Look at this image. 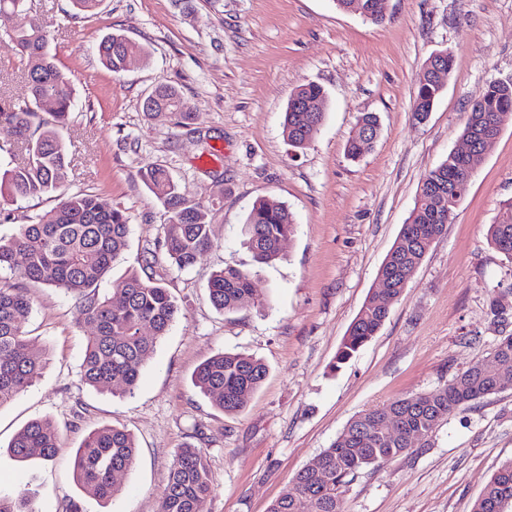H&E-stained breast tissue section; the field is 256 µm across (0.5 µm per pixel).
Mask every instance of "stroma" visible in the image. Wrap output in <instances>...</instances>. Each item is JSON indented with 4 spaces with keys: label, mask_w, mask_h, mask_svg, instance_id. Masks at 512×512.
<instances>
[{
    "label": "stroma",
    "mask_w": 512,
    "mask_h": 512,
    "mask_svg": "<svg viewBox=\"0 0 512 512\" xmlns=\"http://www.w3.org/2000/svg\"><path fill=\"white\" fill-rule=\"evenodd\" d=\"M47 23L49 49L71 77L76 110L62 132L67 187L96 193L129 217L128 247L99 284L111 294L128 268L159 280L179 314L141 368L133 393L84 385L80 365L91 325L74 300L33 285L25 325L43 358L38 379L0 406V493L29 490L36 512H159L175 452L204 449L213 491L200 512H268L295 474L312 464L363 411L425 392L487 359L497 338L486 310L512 306V263L486 231L512 200V124L490 145L454 219L432 245L377 333L345 363L336 354L372 292L378 271L414 206L423 176L461 145L465 111L494 81L512 79V0H385L376 25L334 0H101L96 13L71 0H27L14 23ZM119 32L143 47L125 71L101 63L97 46ZM446 50L453 69L428 119L412 115L425 61ZM181 90L198 114L195 131L147 118L158 83ZM313 82L326 94L324 121L302 149L282 135L292 90ZM0 93L30 96L20 57L0 36ZM379 114L373 148H345L360 113ZM161 165L208 212L212 248L189 269L172 266L157 243L169 215L140 179ZM271 198L291 212L283 257L255 267L242 228L253 203ZM53 198L0 202L13 235L49 212ZM255 270L257 303L233 313L208 299L225 264ZM221 352L261 359L269 373L242 412L225 414L191 377ZM34 419L49 421L54 460L17 462L6 447ZM131 433L138 457L101 503L72 474L84 436L104 425ZM512 459V389L450 415L429 447L362 471L344 512H471Z\"/></svg>",
    "instance_id": "1"
}]
</instances>
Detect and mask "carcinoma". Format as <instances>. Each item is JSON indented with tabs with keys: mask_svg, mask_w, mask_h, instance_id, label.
I'll return each instance as SVG.
<instances>
[{
	"mask_svg": "<svg viewBox=\"0 0 512 512\" xmlns=\"http://www.w3.org/2000/svg\"><path fill=\"white\" fill-rule=\"evenodd\" d=\"M26 0H0V35L18 49L31 96L14 101L0 98V122L10 124L21 144V161L0 176V195L11 200L40 199L55 195L57 205L32 224L19 225L16 233L0 238V270H7L13 282L0 280V406L30 387L43 369V360L28 349L25 325L32 312L30 297L23 291L29 282L58 288L76 302V321L94 326L87 339L81 364V380L95 389H135L140 368L153 353L156 341L166 335L178 306L161 282L142 276L134 268L115 283L112 296L99 294L98 284L112 269L128 246L130 224L124 212L106 208L97 194L65 190L69 160L59 129L68 125L75 110V90L71 79L50 53L47 30L35 19L23 29L10 25L12 15L24 10ZM338 9L357 12L373 24L384 21V0H335ZM102 64L114 73L124 70L127 58L142 48L122 35L113 34L97 48ZM431 75L420 80L413 116L433 109L444 85L441 77L452 71L451 54L436 59ZM54 107L43 112V103ZM326 93L315 83L298 86L287 103L282 134L294 148H304L317 134L325 117ZM147 115L164 109L176 124L196 131L197 113L172 85L161 83L145 99ZM512 123V80L488 85L482 100L470 104L462 136L474 148L499 126ZM358 134L346 146L347 155L358 158L370 151L381 131L379 116L364 112L357 120ZM476 164L454 153L420 182L414 207L388 253L380 272L391 278L381 289L389 298H399L422 264L435 240L455 215L457 199L448 188L467 195L470 182L463 170ZM153 196L170 213L164 225L162 246L178 269L192 267L210 250L213 241L205 208L192 200L162 166L140 172ZM288 209L269 199L257 200L244 224V244L259 267L282 257L281 244L294 232ZM487 241L512 261V202L505 203L498 221L489 225ZM25 258L22 266L14 257ZM208 298L218 310L230 313L255 300L254 273L226 265L211 274ZM372 295L351 323L336 355V363L348 359L370 341L384 324L389 310ZM152 335H145V330ZM490 357L498 376L484 374L482 362L470 364L451 381L431 391L396 398L366 410L347 423L330 447L316 462L299 470L291 486L270 505L269 512H294V497L309 496V512H343L346 487L363 470L377 467L411 449L418 440L429 446L448 416L475 402L512 386V331L502 329ZM268 374L261 360L241 353L224 352L210 357L195 371L193 385L226 414L241 412L249 395L258 390ZM395 421L396 428L384 431L380 424ZM60 449L55 429L42 420H32L13 437L8 450L25 462L39 457L51 460ZM137 445L126 430L105 425L84 437L74 454V475L88 495L109 501L118 492L116 475L132 468ZM212 490L206 453L202 448H182L170 467L160 501V512H199L200 503ZM30 495L0 496V512H33ZM512 505V460L503 463L474 501L471 512H505Z\"/></svg>",
	"mask_w": 512,
	"mask_h": 512,
	"instance_id": "1",
	"label": "carcinoma"
}]
</instances>
